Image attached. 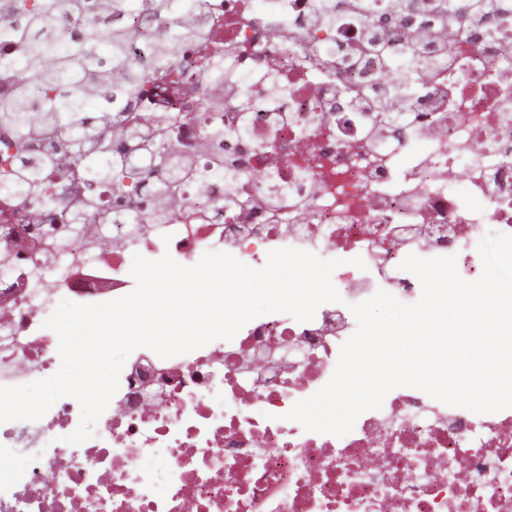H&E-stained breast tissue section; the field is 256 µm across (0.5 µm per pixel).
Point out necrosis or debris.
I'll use <instances>...</instances> for the list:
<instances>
[{
    "label": "necrosis or debris",
    "instance_id": "obj_1",
    "mask_svg": "<svg viewBox=\"0 0 512 512\" xmlns=\"http://www.w3.org/2000/svg\"><path fill=\"white\" fill-rule=\"evenodd\" d=\"M150 0L113 15V30L137 33L130 54L163 49L192 27L197 42L169 57L177 82L156 74L140 92L137 118L176 115L162 134L174 157L204 163L216 150L233 156L231 139L205 140L201 123L224 125L241 95L270 98L277 78L286 107L258 112L255 140L278 150L255 156L238 208L214 213L224 183L181 187L176 213L141 205L95 220L62 224L56 239L35 243L46 210L0 192V385L54 373L57 338L45 327L49 308L125 296L135 282L129 252L197 263L223 251L263 267L269 251L296 248L324 259L344 255L333 281L348 305L322 304L300 322L268 313L233 339L214 340L170 358L135 349L119 388L78 445L65 443L80 420L71 397L35 422L0 424V512H512V412L477 414L399 387L382 409L361 414L342 437L305 430L287 412L331 379L340 347L356 330L349 304L385 289L419 300V279L399 265L407 255L454 254L474 280L480 240L512 235V27L471 43L457 29L460 52L435 65V86L418 88L412 109L427 119L397 149L373 145L369 115L328 110L339 85L365 89L381 66L363 53L340 77L328 74L336 47L358 48L361 28L345 15L338 28L321 21L322 0H171L174 25L152 17ZM222 72L202 80L207 57ZM288 191L303 209H281L254 222L248 213ZM200 211L205 222L194 221ZM359 257L364 268L352 265ZM296 358H282L284 346Z\"/></svg>",
    "mask_w": 512,
    "mask_h": 512
}]
</instances>
